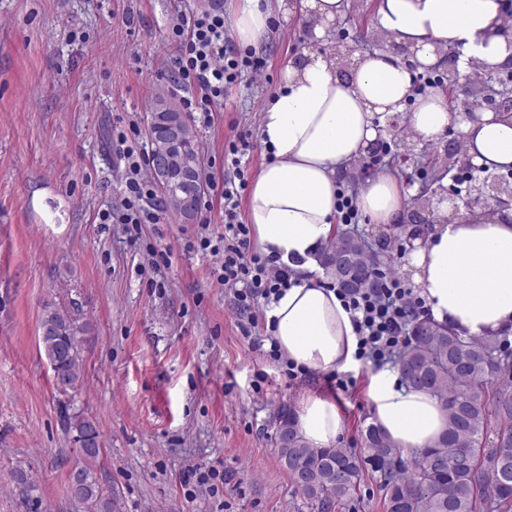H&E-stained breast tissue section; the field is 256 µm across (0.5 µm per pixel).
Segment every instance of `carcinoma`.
<instances>
[{
  "label": "carcinoma",
  "mask_w": 512,
  "mask_h": 512,
  "mask_svg": "<svg viewBox=\"0 0 512 512\" xmlns=\"http://www.w3.org/2000/svg\"><path fill=\"white\" fill-rule=\"evenodd\" d=\"M152 117H174L183 127L180 144L186 163L202 175L194 132L187 116L164 95L150 107ZM344 234L329 239L320 263L335 278L336 252ZM349 262L361 287L377 284L375 268L358 240L346 243ZM39 335L54 378L65 393L81 378L80 341L87 324L42 305ZM406 382L438 397L448 410V428L433 448L405 465L400 452L377 427L364 430L367 454L346 448H313L298 434L295 420L282 412L277 431L292 433L286 443L275 435L279 461L289 479L310 501L325 510L344 504L361 484L366 469L380 474L385 512H501L512 507V352L501 350L496 339L465 338L429 320L413 327L411 343L399 356ZM76 431L79 459L69 472L74 496L91 512H115L95 475L100 435L80 415L69 422Z\"/></svg>",
  "instance_id": "1"
}]
</instances>
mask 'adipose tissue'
<instances>
[{"mask_svg":"<svg viewBox=\"0 0 512 512\" xmlns=\"http://www.w3.org/2000/svg\"><path fill=\"white\" fill-rule=\"evenodd\" d=\"M348 0H240L233 33L258 47L275 17L295 16L313 38L344 15ZM502 0H376V28L410 59L387 51L359 54L339 76L335 59L304 55L288 60L278 92L261 114L260 136L269 158L248 195V222L266 255L288 265L297 280L266 311L285 360L325 376L356 368L357 335L336 283L319 264L334 230L337 183L352 162L370 154L395 119L409 135L434 142L449 130L463 134L469 154L488 171L512 168V118L449 111L446 98L412 99L415 66L437 64L442 51L462 47L481 74L512 61L503 33ZM359 210L371 223H400L407 198L388 169L360 180ZM407 265L437 322L464 337L494 336L512 327V210L487 215L461 210L415 239ZM371 422L402 453L434 447L448 427L444 404L412 387L400 367L368 368ZM296 425L315 448L335 447L346 422L335 401L312 394Z\"/></svg>","mask_w":512,"mask_h":512,"instance_id":"obj_1","label":"adipose tissue"}]
</instances>
